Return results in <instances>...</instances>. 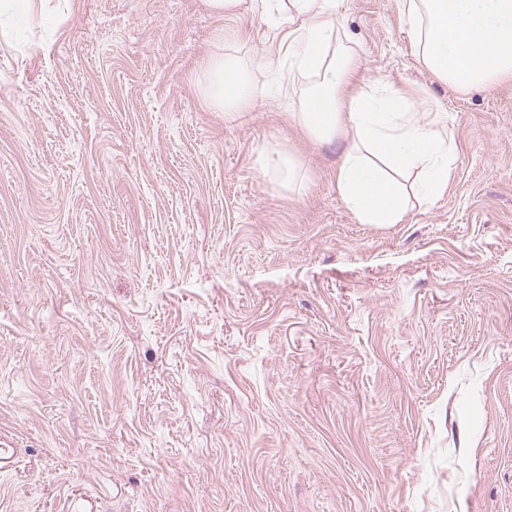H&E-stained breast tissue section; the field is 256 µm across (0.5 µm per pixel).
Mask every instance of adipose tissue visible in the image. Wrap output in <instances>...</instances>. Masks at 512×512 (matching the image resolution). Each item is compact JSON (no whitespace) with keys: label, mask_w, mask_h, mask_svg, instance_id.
I'll return each instance as SVG.
<instances>
[{"label":"adipose tissue","mask_w":512,"mask_h":512,"mask_svg":"<svg viewBox=\"0 0 512 512\" xmlns=\"http://www.w3.org/2000/svg\"><path fill=\"white\" fill-rule=\"evenodd\" d=\"M339 0H259L288 28L276 53L261 62L217 58L208 68L212 101L232 110L247 107L253 74L283 65L314 82L291 119L323 144L344 140L337 190L363 224H398L410 194L429 202L448 190L456 146L434 120L421 118L408 96L383 83L353 91L361 64L351 52L327 56L336 41ZM407 19L427 67L460 87L512 78V0H407ZM416 175L406 186L400 175Z\"/></svg>","instance_id":"adipose-tissue-1"}]
</instances>
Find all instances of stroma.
Returning <instances> with one entry per match:
<instances>
[{"label": "stroma", "instance_id": "35a3bbf8", "mask_svg": "<svg viewBox=\"0 0 512 512\" xmlns=\"http://www.w3.org/2000/svg\"><path fill=\"white\" fill-rule=\"evenodd\" d=\"M0 21V512H512V79L449 84L401 0H341L363 84L457 145L377 226L289 116L309 76L212 105L215 56L282 36L252 0Z\"/></svg>", "mask_w": 512, "mask_h": 512}]
</instances>
